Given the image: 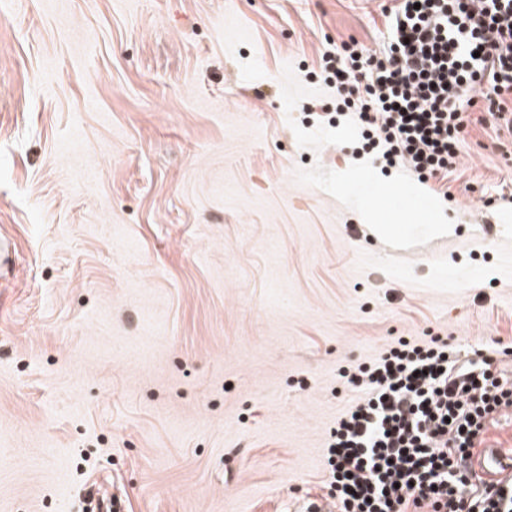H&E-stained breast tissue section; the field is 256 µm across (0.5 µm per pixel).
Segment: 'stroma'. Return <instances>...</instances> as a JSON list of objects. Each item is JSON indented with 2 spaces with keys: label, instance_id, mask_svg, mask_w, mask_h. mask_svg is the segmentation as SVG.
Masks as SVG:
<instances>
[{
  "label": "stroma",
  "instance_id": "stroma-1",
  "mask_svg": "<svg viewBox=\"0 0 512 512\" xmlns=\"http://www.w3.org/2000/svg\"><path fill=\"white\" fill-rule=\"evenodd\" d=\"M383 3L0 0V512H285L328 493L342 372L512 342V134L469 109L422 211L327 122L319 55L382 50Z\"/></svg>",
  "mask_w": 512,
  "mask_h": 512
}]
</instances>
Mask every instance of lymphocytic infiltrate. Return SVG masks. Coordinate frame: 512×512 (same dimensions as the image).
<instances>
[{
  "label": "lymphocytic infiltrate",
  "mask_w": 512,
  "mask_h": 512,
  "mask_svg": "<svg viewBox=\"0 0 512 512\" xmlns=\"http://www.w3.org/2000/svg\"><path fill=\"white\" fill-rule=\"evenodd\" d=\"M387 18L383 51L345 43L321 53L320 70L387 165L445 197L466 109L512 132V0H391ZM347 383L355 397L328 446L337 512H512V479L480 482L470 466L512 407L503 370L438 336L401 337Z\"/></svg>",
  "instance_id": "obj_1"
}]
</instances>
